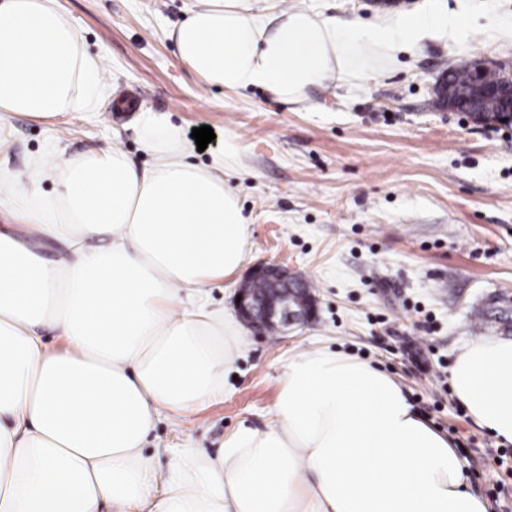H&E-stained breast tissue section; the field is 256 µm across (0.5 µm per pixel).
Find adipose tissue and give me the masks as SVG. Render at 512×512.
I'll use <instances>...</instances> for the list:
<instances>
[{
  "label": "adipose tissue",
  "mask_w": 512,
  "mask_h": 512,
  "mask_svg": "<svg viewBox=\"0 0 512 512\" xmlns=\"http://www.w3.org/2000/svg\"><path fill=\"white\" fill-rule=\"evenodd\" d=\"M458 23L439 4L345 26L203 0L169 37L205 84L297 103L354 53L389 55ZM101 95L97 62L56 0H0V111L51 119ZM137 122L151 165L108 147L44 156L25 184H0V512H488L452 443L389 373L321 347L284 364L265 429L240 426L214 457L180 448L159 475L150 434L223 397L246 349L247 329L211 294L243 268L250 226L224 179L234 141L199 166L168 117L143 109ZM449 383L512 444V336L463 344Z\"/></svg>",
  "instance_id": "1"
}]
</instances>
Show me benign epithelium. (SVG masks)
<instances>
[{
  "label": "benign epithelium",
  "mask_w": 512,
  "mask_h": 512,
  "mask_svg": "<svg viewBox=\"0 0 512 512\" xmlns=\"http://www.w3.org/2000/svg\"><path fill=\"white\" fill-rule=\"evenodd\" d=\"M490 69L491 65L481 59L469 65L473 92L487 105L473 113L472 118L484 124L512 126V113L503 116L501 111L489 108L496 99H512V74L499 83H488L485 75ZM305 283L304 276L278 263H256L237 290L241 297L237 307L240 318L259 335L311 321L317 310V299L311 289L304 288V294L297 298L289 294Z\"/></svg>",
  "instance_id": "7a95c632"
}]
</instances>
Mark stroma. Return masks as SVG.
I'll return each instance as SVG.
<instances>
[{
  "mask_svg": "<svg viewBox=\"0 0 512 512\" xmlns=\"http://www.w3.org/2000/svg\"><path fill=\"white\" fill-rule=\"evenodd\" d=\"M413 0H257L267 15L391 21L429 7ZM461 19L421 34L388 59L358 55L350 72L286 104L266 91L204 85L176 58L169 31L200 0H57L100 61L95 110L50 120L0 112V178L24 177L48 152L71 158L115 146L151 164L136 127L148 108L180 127L191 162L209 164L226 139L241 148L230 173L251 224L249 263L278 260L315 287L316 319L280 337L250 335L222 401L149 438L167 473L172 449L213 455L239 424L271 419L277 379L298 350L326 347L399 380L413 407L448 436L489 512H512V444L478 426L448 381L458 347L475 334L483 297L512 293V128L431 107L444 72L484 59L512 69V0H446ZM212 128L198 150L192 131Z\"/></svg>",
  "mask_w": 512,
  "mask_h": 512,
  "instance_id": "1",
  "label": "stroma"
}]
</instances>
